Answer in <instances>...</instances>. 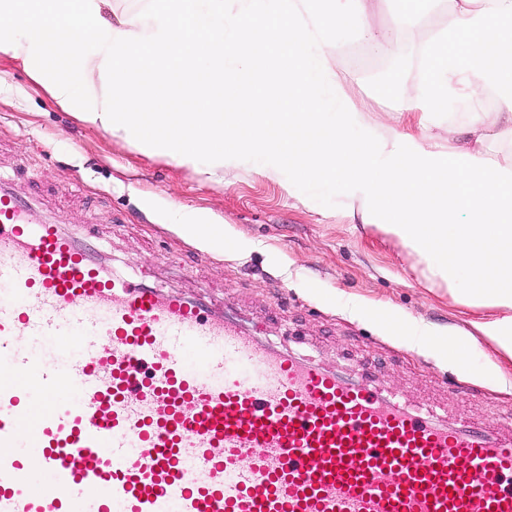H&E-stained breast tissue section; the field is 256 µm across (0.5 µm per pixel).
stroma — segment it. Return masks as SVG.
Instances as JSON below:
<instances>
[{
  "label": "stroma",
  "instance_id": "obj_1",
  "mask_svg": "<svg viewBox=\"0 0 512 512\" xmlns=\"http://www.w3.org/2000/svg\"><path fill=\"white\" fill-rule=\"evenodd\" d=\"M428 27L400 32L397 55L360 36L332 32L348 95L384 125L418 133L421 112H397L395 86L417 78L429 33L448 24L445 0H428ZM0 174L36 219L62 224L90 258L113 270L229 313L275 346L330 368L359 365L365 380L449 420L512 417V393L494 392L458 369L410 350L372 321L347 316V301L391 307L440 328L493 316L426 278L415 253L351 216L339 191L318 196L262 174L253 161L207 178L149 157L127 141L83 126L56 106L20 61L0 58ZM211 214L247 248L205 252L167 222L173 206Z\"/></svg>",
  "mask_w": 512,
  "mask_h": 512
}]
</instances>
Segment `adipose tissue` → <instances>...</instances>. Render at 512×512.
Masks as SVG:
<instances>
[{"instance_id":"adipose-tissue-1","label":"adipose tissue","mask_w":512,"mask_h":512,"mask_svg":"<svg viewBox=\"0 0 512 512\" xmlns=\"http://www.w3.org/2000/svg\"><path fill=\"white\" fill-rule=\"evenodd\" d=\"M448 26L427 44L415 84L396 107L426 120L467 101L468 136L440 149L434 134L381 131L348 97L332 31L364 36L380 53L421 15L397 0L392 23H373L372 0H0V57L21 61L50 99L84 126L141 153L212 175L246 157L289 187L339 189L350 212L411 248L427 277L456 297L501 309L476 322L512 359V0H450ZM481 83L494 105L476 101ZM172 226L201 248L224 249V227L174 210ZM389 335L454 365L471 338L382 315Z\"/></svg>"}]
</instances>
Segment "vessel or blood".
<instances>
[{"mask_svg": "<svg viewBox=\"0 0 512 512\" xmlns=\"http://www.w3.org/2000/svg\"><path fill=\"white\" fill-rule=\"evenodd\" d=\"M0 366V512H512V425L449 424L108 273L2 182ZM25 347L28 348L36 358L43 361L61 362L66 355L63 345L57 340L27 336L25 338Z\"/></svg>", "mask_w": 512, "mask_h": 512, "instance_id": "1", "label": "vessel or blood"}]
</instances>
